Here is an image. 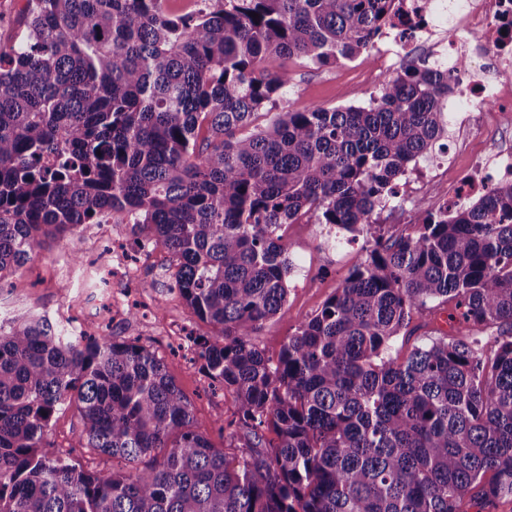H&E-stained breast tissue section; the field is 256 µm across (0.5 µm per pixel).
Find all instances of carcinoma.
I'll use <instances>...</instances> for the list:
<instances>
[{
	"label": "carcinoma",
	"instance_id": "cac0c4a2",
	"mask_svg": "<svg viewBox=\"0 0 512 512\" xmlns=\"http://www.w3.org/2000/svg\"><path fill=\"white\" fill-rule=\"evenodd\" d=\"M401 13L399 0H26L20 34L0 41V282L46 240L125 216L168 250L212 327L195 338L202 369L236 403L215 423L240 435L215 446L146 347L15 318L0 324V512H469L512 498V180L378 230L409 164L448 139L463 63L414 58L366 106L267 108L293 82L283 60H351ZM303 217L366 246L273 359L254 336L286 301L282 229ZM435 301L468 333L394 359L393 338ZM69 405L83 447L124 468L43 451Z\"/></svg>",
	"mask_w": 512,
	"mask_h": 512
}]
</instances>
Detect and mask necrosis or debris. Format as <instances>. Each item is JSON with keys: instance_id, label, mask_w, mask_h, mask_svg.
Here are the masks:
<instances>
[{"instance_id": "obj_1", "label": "necrosis or debris", "mask_w": 512, "mask_h": 512, "mask_svg": "<svg viewBox=\"0 0 512 512\" xmlns=\"http://www.w3.org/2000/svg\"><path fill=\"white\" fill-rule=\"evenodd\" d=\"M412 26L396 25L376 49L380 65L391 56L418 49L435 26H450L448 46L467 50L479 43L484 51L478 63L464 69L455 92L467 109V119L483 130L486 116L512 106V0H401ZM498 179H512V152L479 154L449 194L450 202L487 192Z\"/></svg>"}]
</instances>
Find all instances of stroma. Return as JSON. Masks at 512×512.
<instances>
[{"instance_id": "obj_1", "label": "stroma", "mask_w": 512, "mask_h": 512, "mask_svg": "<svg viewBox=\"0 0 512 512\" xmlns=\"http://www.w3.org/2000/svg\"><path fill=\"white\" fill-rule=\"evenodd\" d=\"M293 85L278 103L284 110L311 105L324 107L360 106L377 93L384 78L372 58H358L334 66L313 68L301 60H287ZM499 130L490 136L465 135L457 116H449V134L444 149L408 173L400 186L405 199L402 208L385 209L379 216L384 232L401 231L412 211L431 208L439 195L469 165L471 157L484 150L512 148V117L501 118ZM283 242L290 258L303 261L308 273L299 287L289 288L282 310L266 322L256 340L270 357H277L300 321L320 311L358 262L364 238L349 242L342 234L321 224L298 221L285 225ZM131 263L139 270L146 288L130 287L125 279L112 275L113 260ZM173 272L171 256L154 244H142L140 237L122 216L105 224H89L72 235L48 240L42 254L0 289V317L10 319L34 313L49 316L62 325H104L113 340L139 339L167 365L171 377L190 400L199 428L217 436L218 415L232 416L231 393L212 388L199 368L197 349L189 334L208 332V325L193 315L179 293L168 284ZM126 311L116 322L102 323L107 305ZM453 305H431L413 317L407 329L392 341L391 354L405 359L412 346L466 331V324L454 316ZM187 330L184 338L171 336L173 325ZM50 455H64L88 470L108 471L111 460L92 455L82 448L75 408L63 407L49 428Z\"/></svg>"}]
</instances>
